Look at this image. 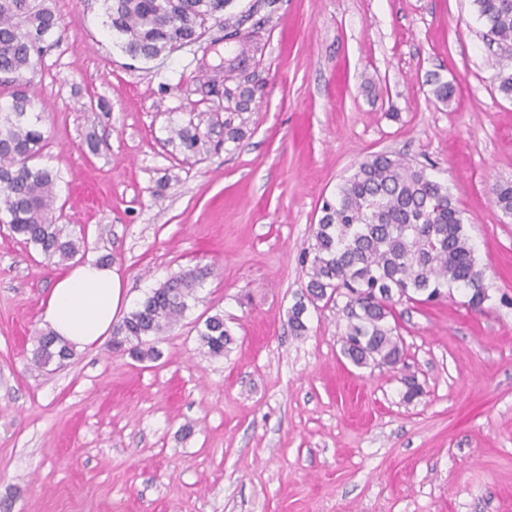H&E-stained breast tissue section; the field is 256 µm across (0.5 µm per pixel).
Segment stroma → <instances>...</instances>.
I'll return each mask as SVG.
<instances>
[{
    "instance_id": "stroma-1",
    "label": "stroma",
    "mask_w": 512,
    "mask_h": 512,
    "mask_svg": "<svg viewBox=\"0 0 512 512\" xmlns=\"http://www.w3.org/2000/svg\"><path fill=\"white\" fill-rule=\"evenodd\" d=\"M61 28L33 82L59 172L60 223L110 256L129 306L180 269L208 276L141 362L102 340L37 369L47 265L0 224V512H512V100L472 0H275L245 136L224 138L222 62L201 42L135 62L102 0H51ZM439 73L456 94L437 102ZM202 136L186 156L175 135ZM389 152L447 183L485 269L483 311L464 290L397 307L404 366L341 353L344 299L288 314L308 281L324 201ZM223 313L235 341L208 355L195 325ZM424 387L403 398L404 375Z\"/></svg>"
}]
</instances>
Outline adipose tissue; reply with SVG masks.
Wrapping results in <instances>:
<instances>
[{
	"mask_svg": "<svg viewBox=\"0 0 512 512\" xmlns=\"http://www.w3.org/2000/svg\"><path fill=\"white\" fill-rule=\"evenodd\" d=\"M123 302L112 266L89 261L55 281L43 320L63 343L78 350L109 336Z\"/></svg>",
	"mask_w": 512,
	"mask_h": 512,
	"instance_id": "ef3b65f1",
	"label": "adipose tissue"
}]
</instances>
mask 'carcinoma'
Wrapping results in <instances>:
<instances>
[{"instance_id": "cac0c4a2", "label": "carcinoma", "mask_w": 512, "mask_h": 512, "mask_svg": "<svg viewBox=\"0 0 512 512\" xmlns=\"http://www.w3.org/2000/svg\"><path fill=\"white\" fill-rule=\"evenodd\" d=\"M103 2L104 25L119 36L123 53L133 61H149L201 40L206 23L232 0ZM473 2L490 41L511 45L512 0ZM58 29L48 0H0V89H8L11 98L8 106L0 105V223L48 263L60 265L85 252L84 240L56 223L58 175L36 163L46 138L29 118L33 99L26 90L32 84L26 75L36 74L44 44ZM224 40L239 47L235 56L224 58V111L245 112L255 93L244 66L254 50L253 32L226 19ZM428 83L443 104L455 95L454 86L437 74ZM176 135L185 151H198L199 132L180 129ZM492 194L495 204L512 215V182L495 185ZM321 212L315 243L303 256L308 282L290 309L289 324L300 336L307 304L346 299L343 354L356 367L395 369L403 363L401 340L391 325L396 305L432 303L453 287L467 290V306L475 311L489 300L462 211L448 186L426 166L374 153L358 163ZM206 275L197 267L172 274L116 325L112 349L138 361L158 360L155 343L183 316ZM198 340L210 356L222 357L234 337L224 315L216 313L205 319ZM71 356L72 349L47 329L37 339L33 363L44 369Z\"/></svg>"}]
</instances>
